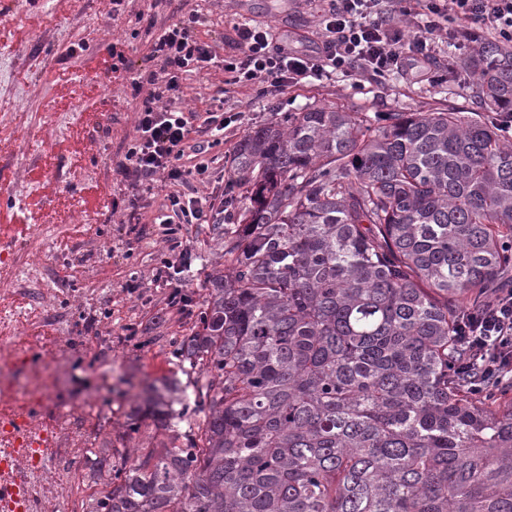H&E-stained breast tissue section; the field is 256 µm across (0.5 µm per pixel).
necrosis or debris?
I'll list each match as a JSON object with an SVG mask.
<instances>
[{
  "mask_svg": "<svg viewBox=\"0 0 512 512\" xmlns=\"http://www.w3.org/2000/svg\"><path fill=\"white\" fill-rule=\"evenodd\" d=\"M21 357L0 338V480L18 485V500L0 498V512H84L73 488L89 437L78 410H57L50 398L61 339H32Z\"/></svg>",
  "mask_w": 512,
  "mask_h": 512,
  "instance_id": "necrosis-or-debris-1",
  "label": "necrosis or debris"
}]
</instances>
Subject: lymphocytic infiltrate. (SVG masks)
I'll use <instances>...</instances> for the list:
<instances>
[{
	"label": "lymphocytic infiltrate",
	"instance_id": "1",
	"mask_svg": "<svg viewBox=\"0 0 512 512\" xmlns=\"http://www.w3.org/2000/svg\"><path fill=\"white\" fill-rule=\"evenodd\" d=\"M403 16L414 26H401ZM198 9L181 11L154 39L147 63L133 71L129 88L139 97L135 134L115 172L132 191L129 209L163 191L154 218L166 234L181 224H204L214 204L198 187L209 180L206 163L185 164L221 144L223 121L211 111L184 106V84L214 64L224 71V95L260 86L282 90L303 80L342 72L356 80L384 77L414 64L428 75L440 42L455 41L476 52L494 40L512 49V0H331L320 22L315 54L274 45L264 26H243L238 54L220 57L215 42L202 39ZM459 344L467 362H483V371L500 379L512 373V288L499 289L483 313L465 320Z\"/></svg>",
	"mask_w": 512,
	"mask_h": 512
}]
</instances>
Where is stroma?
I'll use <instances>...</instances> for the list:
<instances>
[{
	"label": "stroma",
	"instance_id": "obj_1",
	"mask_svg": "<svg viewBox=\"0 0 512 512\" xmlns=\"http://www.w3.org/2000/svg\"><path fill=\"white\" fill-rule=\"evenodd\" d=\"M207 23L203 38L215 41L220 54L236 53L241 25L271 27L276 43L301 50L317 47L319 19L326 0H198ZM180 0H124L118 18H108L100 0H0V250L14 254L11 275L43 291L40 305L26 300L0 307V322L18 325V350L37 334L27 316L34 308L50 314L70 357L57 391L63 401L82 410L93 426V450L85 467L111 456L117 448H135L150 441L167 442L168 431L135 410L133 393L172 376L190 384L174 354L176 338L194 329L196 315L167 305L164 289L151 280L162 257L190 243L193 259L180 275L195 304L206 296L208 278L224 255V241L215 225L232 223L235 212L224 208L223 192L234 147L251 127L274 113L294 112L308 104L333 105L346 112L381 118L388 112L427 113L445 104L467 106L474 81L448 78V61L456 51L441 45L436 66L441 81L431 83L403 70L381 80L355 81L344 74L310 80L281 92L238 96L226 114L238 119L224 130L223 145L208 153L216 223L186 224L175 239L165 240L150 224L162 199L141 201L139 220L127 221L129 196L113 168L126 142L135 134L138 99L132 97L125 72L97 74L79 45L91 38L97 53L116 46L129 63L141 67L152 33L131 38L139 15H150L164 27L177 15ZM52 12L43 26L30 25L34 15ZM96 79L95 94L66 98L56 85L59 71ZM80 158H73V151ZM96 184L117 202L116 211L99 212L82 203L86 184ZM101 227L100 237L72 235L82 223ZM67 238L71 248L57 252L55 240ZM82 266L76 282H62L60 270ZM138 278L140 292L129 293V278ZM134 423L138 432L127 433Z\"/></svg>",
	"mask_w": 512,
	"mask_h": 512
}]
</instances>
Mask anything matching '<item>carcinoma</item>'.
<instances>
[{
	"label": "carcinoma",
	"mask_w": 512,
	"mask_h": 512,
	"mask_svg": "<svg viewBox=\"0 0 512 512\" xmlns=\"http://www.w3.org/2000/svg\"><path fill=\"white\" fill-rule=\"evenodd\" d=\"M464 65L468 115L312 105L241 137L225 266L175 348L193 391L142 401L188 429L97 460L91 512H512V401L474 396L455 336L512 267V141L485 116L512 113V50Z\"/></svg>",
	"instance_id": "1"
}]
</instances>
